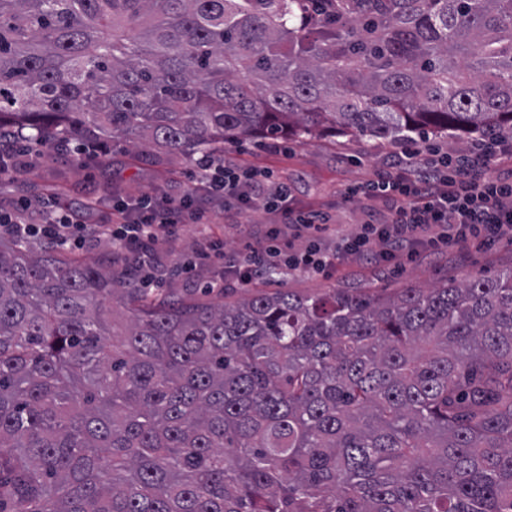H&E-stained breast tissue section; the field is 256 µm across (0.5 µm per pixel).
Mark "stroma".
Here are the masks:
<instances>
[{"label": "stroma", "mask_w": 512, "mask_h": 512, "mask_svg": "<svg viewBox=\"0 0 512 512\" xmlns=\"http://www.w3.org/2000/svg\"><path fill=\"white\" fill-rule=\"evenodd\" d=\"M231 158L242 169L270 175L271 182H287L299 207L321 210L331 218L336 233L326 239L335 248L342 238L356 232L364 223H385L389 208L382 201H343L346 185L364 182L382 172L394 152L390 142H375L347 135L317 136L304 142L292 139L254 138L231 145ZM71 150L59 149L51 159H39L13 180L0 184V203L18 205L48 196L61 205L85 198L98 200L92 221L100 224L112 218V207L119 199L130 200L144 194L181 197L191 189L196 168L179 154H163L147 142L129 145L125 141L108 143L104 150L84 160L71 162ZM215 240L224 245L225 256L235 255L245 243H257L278 217L262 207L248 208L235 221L226 220L222 210L207 219ZM199 229L189 224L172 237L163 238L154 248L155 265L152 292L164 294L184 288L205 287L215 270L213 263L201 261L192 273L182 269L192 253ZM512 267V242L508 240L489 251H471L464 259L454 258L451 249L424 254L402 268L374 270L363 260L345 259L341 273L330 279L304 274L292 277H264L251 289L268 293L278 288H293L307 294H320L331 288H362L369 294L389 295L413 285L432 288L450 280L474 275L493 276Z\"/></svg>", "instance_id": "stroma-1"}]
</instances>
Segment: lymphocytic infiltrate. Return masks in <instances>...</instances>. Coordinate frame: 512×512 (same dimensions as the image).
Instances as JSON below:
<instances>
[{"mask_svg": "<svg viewBox=\"0 0 512 512\" xmlns=\"http://www.w3.org/2000/svg\"><path fill=\"white\" fill-rule=\"evenodd\" d=\"M506 155L512 156V139L508 137L472 141L468 153L458 156L429 146L402 149L377 179L347 187L343 194L347 202L384 199L390 208V222L362 225L334 250L319 242L334 230L327 213L295 206L287 183L268 187L253 173L236 172L229 157L211 154L198 158L196 183L189 196L146 195L119 202L115 224L89 223L96 208L92 200L73 210L39 202L34 208L40 218L36 224L0 209V235L25 240L41 234L62 249L81 246L91 238L106 239L113 249L142 258L151 254L160 238L175 235L184 225L198 224L202 230L197 255L223 266L211 278L213 289L223 288L229 278L250 283L268 268L333 274L348 255L378 263L402 255L413 259L435 244L464 254L504 238L512 240V177L497 179L487 173L490 163ZM256 201L282 216L295 236L312 235L310 245L302 251L283 247L275 229L268 234L269 244L225 259L203 227L209 211L221 206L232 212Z\"/></svg>", "mask_w": 512, "mask_h": 512, "instance_id": "obj_1", "label": "lymphocytic infiltrate"}]
</instances>
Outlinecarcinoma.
Segmentation results:
<instances>
[{
	"label": "carcinoma",
	"mask_w": 512,
	"mask_h": 512,
	"mask_svg": "<svg viewBox=\"0 0 512 512\" xmlns=\"http://www.w3.org/2000/svg\"><path fill=\"white\" fill-rule=\"evenodd\" d=\"M18 128L512 137V0H0ZM193 295L0 240V512H512V267Z\"/></svg>",
	"instance_id": "cac0c4a2"
}]
</instances>
